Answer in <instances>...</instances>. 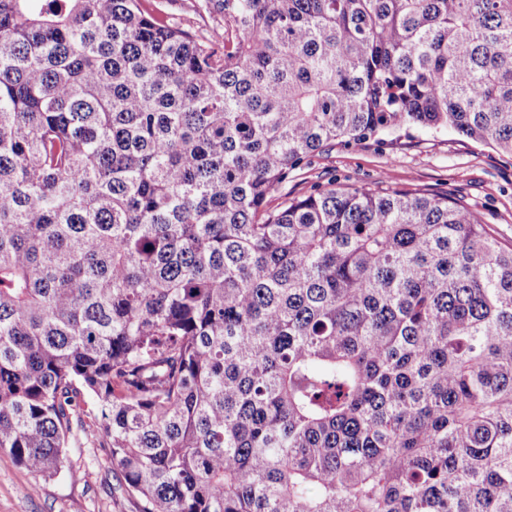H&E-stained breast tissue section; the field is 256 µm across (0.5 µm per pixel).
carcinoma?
I'll use <instances>...</instances> for the list:
<instances>
[{
  "mask_svg": "<svg viewBox=\"0 0 512 512\" xmlns=\"http://www.w3.org/2000/svg\"><path fill=\"white\" fill-rule=\"evenodd\" d=\"M0 0V450L84 394L139 512H512V244L419 188L271 198L448 128L512 156V0ZM198 1L200 0H140V6L145 12L167 18L177 26L202 38L206 36L211 19L207 14L202 13Z\"/></svg>",
  "mask_w": 512,
  "mask_h": 512,
  "instance_id": "carcinoma-1",
  "label": "carcinoma"
}]
</instances>
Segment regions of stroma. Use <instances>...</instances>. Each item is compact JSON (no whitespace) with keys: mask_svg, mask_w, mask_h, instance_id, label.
<instances>
[{"mask_svg":"<svg viewBox=\"0 0 512 512\" xmlns=\"http://www.w3.org/2000/svg\"><path fill=\"white\" fill-rule=\"evenodd\" d=\"M141 8L205 37L210 18L198 0H140ZM384 180L462 201L503 243L512 242V156L453 130L401 131L385 148L367 145L313 156L288 182L302 196L316 183L369 185ZM98 404L86 396L82 425L70 433L61 469L42 478L0 451V512H139L137 495L118 487L117 473L95 430Z\"/></svg>","mask_w":512,"mask_h":512,"instance_id":"stroma-1","label":"stroma"}]
</instances>
